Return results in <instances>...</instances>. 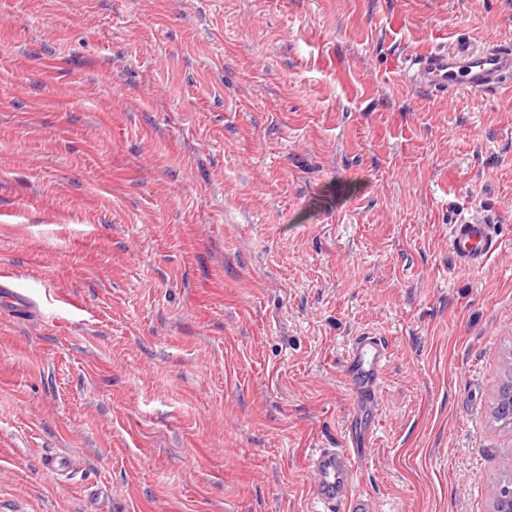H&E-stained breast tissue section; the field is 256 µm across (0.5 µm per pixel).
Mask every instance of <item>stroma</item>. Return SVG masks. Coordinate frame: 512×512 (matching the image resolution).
Returning <instances> with one entry per match:
<instances>
[{
  "instance_id": "1",
  "label": "stroma",
  "mask_w": 512,
  "mask_h": 512,
  "mask_svg": "<svg viewBox=\"0 0 512 512\" xmlns=\"http://www.w3.org/2000/svg\"><path fill=\"white\" fill-rule=\"evenodd\" d=\"M512 39V0H0V498L25 512H310L355 336L390 351L354 486L491 512L512 430V92L404 53ZM500 212L484 268L448 225ZM61 451L57 476L40 459ZM0 299L18 314L27 313L33 307L29 295L21 288H16L14 274L5 268L0 270ZM506 381L508 383L502 386L501 397L497 399L492 409L494 422L504 429L512 427V394H507L509 376L506 378Z\"/></svg>"
}]
</instances>
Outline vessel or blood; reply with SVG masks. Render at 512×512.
<instances>
[{"mask_svg":"<svg viewBox=\"0 0 512 512\" xmlns=\"http://www.w3.org/2000/svg\"><path fill=\"white\" fill-rule=\"evenodd\" d=\"M402 68L406 82L436 94L495 92L512 85V41L479 44L461 34L451 42L406 55ZM499 224L500 215L495 210L457 213L448 236L456 262L469 269L483 268L500 247ZM0 300L18 314L32 307L29 295L16 287L13 273L5 268L0 270ZM388 360L383 337L365 333L352 340L345 376L355 393L356 410L344 445L315 449L309 457L315 512H376L367 495L352 491L351 482L357 458L374 433L375 396Z\"/></svg>","mask_w":512,"mask_h":512,"instance_id":"obj_1","label":"vessel or blood"}]
</instances>
